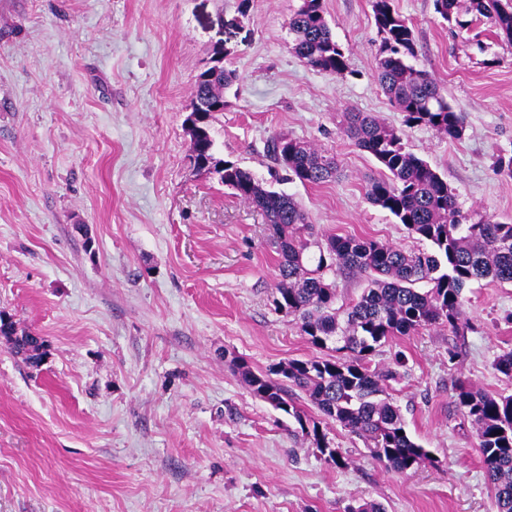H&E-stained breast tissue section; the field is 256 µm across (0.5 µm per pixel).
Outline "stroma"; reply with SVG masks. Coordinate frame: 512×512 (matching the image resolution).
Here are the masks:
<instances>
[{
  "label": "stroma",
  "mask_w": 512,
  "mask_h": 512,
  "mask_svg": "<svg viewBox=\"0 0 512 512\" xmlns=\"http://www.w3.org/2000/svg\"><path fill=\"white\" fill-rule=\"evenodd\" d=\"M302 0H0V314L41 336L25 364L0 338V512H496L457 378L512 394L493 368L512 350V284L472 283L470 328H428L372 356L403 357L390 392L431 465L388 471L365 442L301 407L343 457L325 461L288 415L230 368L257 372L320 356L276 310L278 256L262 214L190 163L195 80L223 46L236 82L210 122L217 157L258 179L281 169L278 136L338 166L318 186L284 184L316 229L421 249L369 203L377 161L339 129L353 108L401 128L407 148L455 190L463 211L512 219V43L458 0H394L428 72L466 130L407 127L375 79L371 0H323L349 71L306 66L289 23Z\"/></svg>",
  "instance_id": "35a3bbf8"
}]
</instances>
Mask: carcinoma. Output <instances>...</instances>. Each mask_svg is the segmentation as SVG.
Wrapping results in <instances>:
<instances>
[{"label":"carcinoma","mask_w":512,"mask_h":512,"mask_svg":"<svg viewBox=\"0 0 512 512\" xmlns=\"http://www.w3.org/2000/svg\"><path fill=\"white\" fill-rule=\"evenodd\" d=\"M476 19L486 20L512 42V0H470ZM381 46L375 58L379 86L407 127L423 125L450 140L465 132L464 113L441 94L435 80L408 63L415 54L414 35L393 0H373ZM293 50L305 65L333 75L348 71L346 49L334 40L323 0H302L290 22ZM212 50L211 65L194 86L189 157L219 175L224 186L260 210L267 221V242L279 256L275 308L294 317L301 332L327 358L290 360L274 374L255 372L245 361H231L232 371L263 402L293 417L301 435L313 440L326 461L345 464L331 447L319 422L297 404L302 393L328 420L363 438L375 458L394 473L433 463L428 450L406 432L388 382L400 378L395 367L373 369L370 357L389 340L432 326L456 336L469 324L464 290L479 280L512 283V222H493L462 211L454 190L427 161L406 149L403 130L365 112L342 114L341 128L354 144L372 155L384 174L366 187L368 201L388 211L413 238L430 249L406 251L361 236L318 235L296 198L277 191L237 164L216 157L210 119L224 110V89L236 73ZM270 156L303 185L329 181L334 162L317 147L277 137ZM347 271L367 279L359 298L338 303L333 278ZM426 287L421 288L419 284ZM0 336L32 367L46 356L44 340L17 333L0 316ZM456 408L475 430L483 469L495 489L498 512H512V395L488 393L466 379L453 387Z\"/></svg>","instance_id":"obj_1"}]
</instances>
